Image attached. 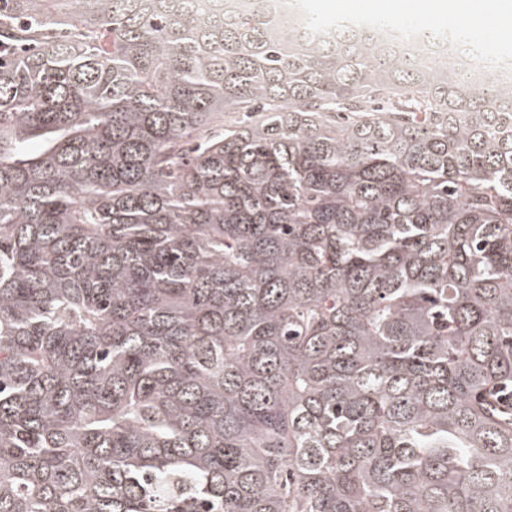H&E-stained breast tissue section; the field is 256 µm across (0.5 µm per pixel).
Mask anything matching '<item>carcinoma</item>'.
<instances>
[{"instance_id": "obj_1", "label": "carcinoma", "mask_w": 512, "mask_h": 512, "mask_svg": "<svg viewBox=\"0 0 512 512\" xmlns=\"http://www.w3.org/2000/svg\"><path fill=\"white\" fill-rule=\"evenodd\" d=\"M386 22L0 0V512H512V85Z\"/></svg>"}]
</instances>
